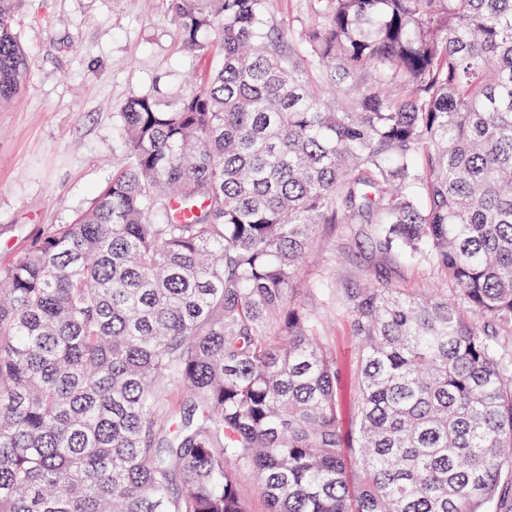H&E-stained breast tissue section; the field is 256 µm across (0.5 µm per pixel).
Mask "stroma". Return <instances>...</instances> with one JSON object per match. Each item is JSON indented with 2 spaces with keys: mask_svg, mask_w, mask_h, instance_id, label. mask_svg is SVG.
Masks as SVG:
<instances>
[{
  "mask_svg": "<svg viewBox=\"0 0 512 512\" xmlns=\"http://www.w3.org/2000/svg\"><path fill=\"white\" fill-rule=\"evenodd\" d=\"M14 28L29 73L0 109V264L92 205L125 158L118 114L128 99L173 100L216 65L185 51L167 0H27ZM379 271L411 291L435 279L427 265L376 253L368 233L345 237L332 224L305 276Z\"/></svg>",
  "mask_w": 512,
  "mask_h": 512,
  "instance_id": "35a3bbf8",
  "label": "stroma"
}]
</instances>
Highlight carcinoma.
Masks as SVG:
<instances>
[{"label":"carcinoma","instance_id":"cac0c4a2","mask_svg":"<svg viewBox=\"0 0 512 512\" xmlns=\"http://www.w3.org/2000/svg\"><path fill=\"white\" fill-rule=\"evenodd\" d=\"M268 2L168 0L219 66L127 100L93 206L0 266V512H251L247 481L266 512H509L512 0H306L295 34ZM321 224L435 283L303 281ZM323 336L331 349L336 351L338 363L344 364L349 359L352 348L345 317L336 315V311L329 312L324 320Z\"/></svg>","mask_w":512,"mask_h":512}]
</instances>
